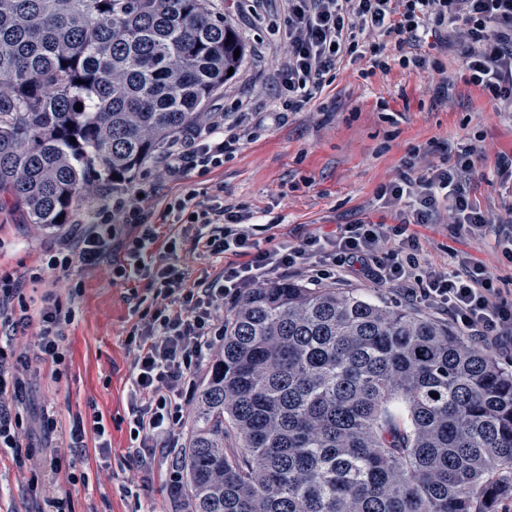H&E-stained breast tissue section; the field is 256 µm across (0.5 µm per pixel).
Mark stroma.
I'll list each match as a JSON object with an SVG mask.
<instances>
[{
  "label": "stroma",
  "instance_id": "35a3bbf8",
  "mask_svg": "<svg viewBox=\"0 0 512 512\" xmlns=\"http://www.w3.org/2000/svg\"><path fill=\"white\" fill-rule=\"evenodd\" d=\"M213 3L238 33L245 56L237 74L212 95V103L229 112L243 100L254 110L270 111L286 61L284 0ZM441 60L448 78L444 92L438 91L437 79L410 67L395 63L373 72L364 60L343 63L332 85L310 104L254 129L222 167L175 181L162 177L150 158L129 187L168 199L200 182L218 190L225 204L250 208L262 223L276 224L281 239L296 242L340 224L395 223L392 211L377 199L378 187L398 179L410 162L425 172L469 140L478 149L470 194L482 209L504 212L512 195L500 185L496 169L501 156L512 154V116L494 112L479 88L465 82L457 48H449ZM414 147L421 150L416 159L409 154ZM446 222L440 213L418 229L430 241V260L447 261L455 249L483 259L496 244L495 230L460 237ZM54 240L53 232L29 223L22 208L0 192V275L22 281L31 312H38L49 292L76 310L65 331L62 361L40 357L37 326L14 337L31 368L23 395L26 421L18 434L21 455L0 453V512H48L44 496L30 489L33 482L47 479L63 498L65 512H135L140 505L152 512H182L171 491L175 455L157 457L151 477L144 480L124 461L130 444L128 340L139 320L137 302L145 285L113 283L108 259L94 268L76 262L66 272L31 280L30 272L45 265ZM336 285L391 307L425 310L398 290L351 273L339 275ZM46 410L56 421L51 432L41 429ZM96 414L103 417L108 447H100L89 432L82 448H72L69 432L75 418L88 423ZM54 457L61 460L56 472L49 466Z\"/></svg>",
  "mask_w": 512,
  "mask_h": 512
}]
</instances>
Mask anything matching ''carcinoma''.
<instances>
[{
    "mask_svg": "<svg viewBox=\"0 0 512 512\" xmlns=\"http://www.w3.org/2000/svg\"><path fill=\"white\" fill-rule=\"evenodd\" d=\"M236 50L212 0H0V191L70 223L201 118ZM177 466L186 512H489L512 372L429 316L281 280L237 302Z\"/></svg>",
    "mask_w": 512,
    "mask_h": 512,
    "instance_id": "cac0c4a2",
    "label": "carcinoma"
}]
</instances>
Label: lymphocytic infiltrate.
<instances>
[{
    "mask_svg": "<svg viewBox=\"0 0 512 512\" xmlns=\"http://www.w3.org/2000/svg\"><path fill=\"white\" fill-rule=\"evenodd\" d=\"M286 2L288 63L280 75L275 119L310 103L333 82L343 62L367 58L373 67L388 70L385 49L390 45L402 66L443 74L439 53L452 41L460 49L466 81L497 110L512 112V0ZM368 30L378 32L382 43H366ZM426 41L430 51L420 52ZM268 117L244 102L231 114L211 112L203 123L172 137L156 164L174 180L192 172L207 175ZM476 157L470 143L426 173L406 172L381 185L377 197L394 210L395 223L341 224L295 244L277 241L270 225L256 223L243 206L224 205L196 188L166 203L162 215L178 229L162 242L144 199L97 187L95 205L84 217L88 230L64 236L46 268L64 272L76 261L93 268L120 250L124 259L112 268L113 282L138 281L146 287L150 303L129 338L130 465L147 467L177 447L184 407L209 355L224 340L225 300L240 299L291 273L315 286L333 283L347 271L382 287L403 288L446 313L475 345L512 341V303L502 298L493 263L463 251L452 252L447 267L426 262L423 242L413 230L439 212L457 232L477 235L491 224L492 214L475 205L467 188ZM192 251L226 262L218 272L193 280L180 261L181 254ZM22 298L20 283L0 276V447L9 449L17 448L23 426L8 403L22 393L28 366L26 354L13 345L17 325L31 322L28 314L15 312ZM74 319L72 305L54 294L45 296L37 336L43 356L62 359L64 330Z\"/></svg>",
    "mask_w": 512,
    "mask_h": 512,
    "instance_id": "f902f5d3",
    "label": "lymphocytic infiltrate"
}]
</instances>
